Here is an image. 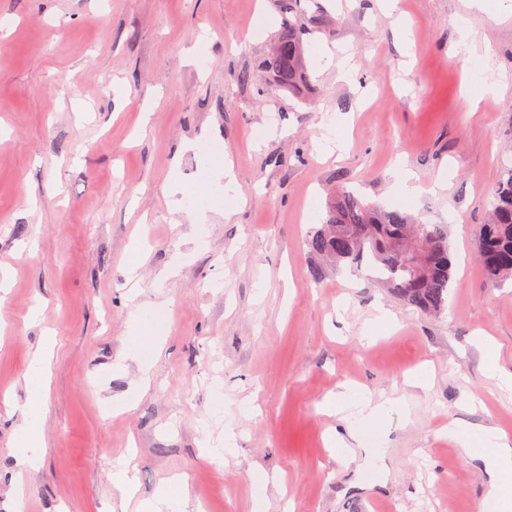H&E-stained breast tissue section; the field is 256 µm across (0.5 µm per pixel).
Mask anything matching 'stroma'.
<instances>
[{"mask_svg": "<svg viewBox=\"0 0 512 512\" xmlns=\"http://www.w3.org/2000/svg\"><path fill=\"white\" fill-rule=\"evenodd\" d=\"M311 83L258 65L273 0H0V512H137L167 480L187 512H502L452 423L512 435V286L475 258L512 147V12L500 0H318ZM353 55L350 80L324 48ZM252 79L240 82L239 73ZM233 168L225 192L200 146ZM447 181L404 196L396 173ZM211 183L202 224H176ZM448 227L454 286L430 316L368 268L320 266L327 192ZM320 277H312L313 267ZM488 337L492 353L479 351ZM51 346L50 373L31 371ZM139 362L121 369L129 348ZM420 368L428 390L411 388ZM148 383H141V374ZM394 398L375 422L326 396ZM39 405L40 465L19 428ZM233 432L226 465L208 448ZM357 432L355 449L329 442ZM130 463L123 499L112 473Z\"/></svg>", "mask_w": 512, "mask_h": 512, "instance_id": "stroma-1", "label": "stroma"}]
</instances>
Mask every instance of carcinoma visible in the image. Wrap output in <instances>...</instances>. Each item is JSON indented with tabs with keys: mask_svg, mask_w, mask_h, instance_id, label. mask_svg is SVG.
<instances>
[{
	"mask_svg": "<svg viewBox=\"0 0 512 512\" xmlns=\"http://www.w3.org/2000/svg\"><path fill=\"white\" fill-rule=\"evenodd\" d=\"M311 0H276L282 17L261 70L291 93L310 81L304 52L312 33L301 17ZM309 250L336 267L357 266L368 256L384 282L406 305L440 314L454 287L448 235L442 224H425L400 210H382L343 186L329 193L321 227L306 240ZM477 260L488 281L512 280V167L498 184L492 209L479 232Z\"/></svg>",
	"mask_w": 512,
	"mask_h": 512,
	"instance_id": "carcinoma-1",
	"label": "carcinoma"
}]
</instances>
